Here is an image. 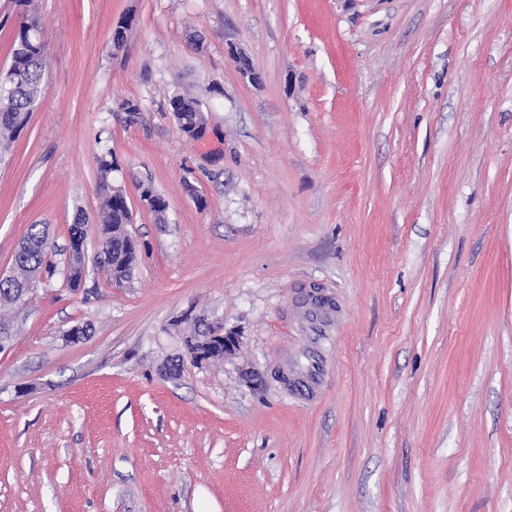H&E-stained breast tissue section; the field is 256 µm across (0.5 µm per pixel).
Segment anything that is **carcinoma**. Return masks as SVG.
I'll return each mask as SVG.
<instances>
[{
	"instance_id": "obj_1",
	"label": "carcinoma",
	"mask_w": 512,
	"mask_h": 512,
	"mask_svg": "<svg viewBox=\"0 0 512 512\" xmlns=\"http://www.w3.org/2000/svg\"><path fill=\"white\" fill-rule=\"evenodd\" d=\"M42 31L33 17H24L19 25L11 50V62L7 71L0 75V159L10 150L17 132L26 127L33 112V105L40 99L45 70V38L32 39L31 30ZM173 110L178 112L180 128L191 132L205 117L199 112L196 100L181 94L171 98ZM116 159L112 152L102 154L98 160L99 188L102 195L98 246L108 248L122 238L121 227L129 220V211L124 201L112 196V172ZM142 194L151 197L150 209L158 219L165 218L167 200L152 187L142 189ZM25 245L15 254L16 276L0 282V305H16L21 298V289H31L42 272L52 273L54 265L48 260L52 245L44 224L29 226L24 238ZM138 253L131 249L123 251L119 259L107 260L109 276L117 283L128 281L133 274ZM84 261L78 251H70L67 272L70 284L80 286L84 274Z\"/></svg>"
}]
</instances>
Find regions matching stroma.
I'll use <instances>...</instances> for the list:
<instances>
[{
  "label": "stroma",
  "mask_w": 512,
  "mask_h": 512,
  "mask_svg": "<svg viewBox=\"0 0 512 512\" xmlns=\"http://www.w3.org/2000/svg\"><path fill=\"white\" fill-rule=\"evenodd\" d=\"M26 14L0 272L32 224L56 254L0 311V512H512V0H0V71ZM107 151L138 260L74 289ZM40 39H31L30 30ZM41 41V43H40ZM45 70V37L34 17H24L11 50V62L0 75V161L10 150L17 132L26 127L40 99ZM171 105L174 112H182L176 114L180 119V121H178L180 128L186 135H188L199 122L205 123V117L202 110L199 109V104L196 100L175 93L171 98ZM240 337L236 332L224 334H211L204 336H188L186 341L187 354L191 361L197 365L208 362L215 354L228 355L239 348Z\"/></svg>",
  "instance_id": "stroma-1"
}]
</instances>
